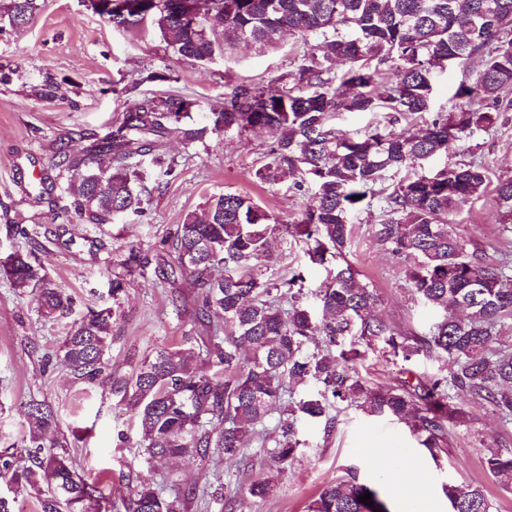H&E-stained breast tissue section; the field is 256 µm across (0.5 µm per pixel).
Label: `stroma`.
Segmentation results:
<instances>
[{
  "instance_id": "stroma-1",
  "label": "stroma",
  "mask_w": 512,
  "mask_h": 512,
  "mask_svg": "<svg viewBox=\"0 0 512 512\" xmlns=\"http://www.w3.org/2000/svg\"><path fill=\"white\" fill-rule=\"evenodd\" d=\"M39 5L29 24L0 39V254L26 249L27 238L13 232L14 226L26 227L39 243L38 259L47 279L65 289L74 305L67 316L44 317L32 293H18L0 274V448L20 445L27 404L35 399L53 406L61 432L79 433L71 450L74 466L100 489L110 512H125L131 489L140 483L166 495L174 481L202 492L197 512H306L309 502L349 467L358 468L360 480L377 491L389 512H401L398 494L378 479L367 458L369 448H400L416 459L426 512H448L442 487L457 480L482 485L494 512H512V487L503 486L483 466L486 449L512 448V421L455 390L448 393L453 414L446 424L447 453L439 459L419 446L405 422L370 418L341 403L332 431L320 422L297 423L299 451L278 475L265 449L255 443L241 463L188 456L146 462L138 425L120 415L111 380L129 373L145 355L200 334L190 288L158 276L157 264L169 256V238L177 224L211 196L225 192L249 195L277 223L293 224L310 204L312 191L296 188L287 178L274 184L255 178L273 140L258 129L210 133L189 145L174 135L163 138L155 152L174 162L175 177L151 167L141 210L102 226L58 211L53 199L60 189L42 200L25 189L37 174H52L57 147L84 152L140 100L179 99L201 125L236 85L273 89L286 82L306 47L302 39L290 36L274 49L238 47L201 65L166 52L159 36L112 28L83 0H39ZM479 68L476 60L465 68L449 67L434 86L430 111L401 120L396 131L413 133L438 114L453 112L459 83ZM47 79L56 86L50 100L40 95ZM455 163L483 165L492 182L512 176V108L499 113L490 130L449 144L447 153L422 165L388 175L377 189L388 194L400 181ZM494 197L489 188L480 199L463 205L455 227L469 250L491 264L504 253L512 254V231H503ZM381 216L376 203L353 213L347 259L360 281L376 290L383 317L425 333L439 313L409 288L405 262L374 239L372 230ZM250 265L274 280L303 270L310 304L326 275L324 268L309 265L303 244L285 234L272 238L269 257ZM118 276L124 289L115 296L111 282ZM91 304L112 312V377L88 384L72 377L57 351L70 325ZM449 368L447 360L435 356L421 355L407 364L377 348L366 349L357 363L362 380L372 387L404 380L414 384L445 375ZM267 477L273 480L270 493L251 497L249 485Z\"/></svg>"
}]
</instances>
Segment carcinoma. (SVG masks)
Returning a JSON list of instances; mask_svg holds the SVG:
<instances>
[{"instance_id": "obj_1", "label": "carcinoma", "mask_w": 512, "mask_h": 512, "mask_svg": "<svg viewBox=\"0 0 512 512\" xmlns=\"http://www.w3.org/2000/svg\"><path fill=\"white\" fill-rule=\"evenodd\" d=\"M203 2L204 13H223V28L204 18L191 24L180 0H143L112 11L106 20L124 30L149 26L174 54L201 65L243 42L275 47L286 34L298 36L310 49L291 85L236 86L203 126L185 121L189 113L181 101L141 100L93 154L56 152L54 166L72 173L62 208L107 224L141 209L143 157L157 138L174 132L192 144L210 132L257 128L276 138L255 177L274 184L288 176L298 188L308 184L312 204L298 223L279 225L270 223L271 216L251 197L227 192L177 225L173 258L161 275L195 288L201 325L210 326L213 314L223 325L194 344L156 350L113 380L120 414L139 423L146 459L216 457L237 463L254 440L263 448L272 444L268 454L286 465L299 445L296 423L323 419L329 426L338 402H355L368 417L407 421L433 456L447 443L448 390L464 391L502 417L512 416V336L502 335L505 320L512 319V276L507 261L483 262L453 231L461 206L485 192L486 169L446 165L384 197L374 238L408 263L407 281L422 303L443 311L427 334L405 332L380 317L377 295L346 259L350 215L376 195L375 186L388 173L427 161L448 151V143L494 124L504 97L512 93V0ZM37 10V0L0 3V32L27 24ZM474 55L482 66L472 81L459 84L456 111L418 133L390 128L401 117L430 111L440 74ZM337 61L350 67L338 73ZM333 112H385L390 118L383 128L346 137L328 125ZM495 196L501 223L512 224V176L498 178ZM280 230L305 241L311 263L326 270L314 309L302 303L301 274L277 283L248 268L251 259L268 252L269 238ZM217 268L224 269L219 278L212 276ZM0 271L19 291L37 290L44 316L71 311L73 298L40 276L34 252L0 257ZM111 345L110 313L91 310L70 326L59 353L76 378L90 383L112 375ZM376 345L406 362L420 354L445 356L451 368L427 383L369 388L355 365L364 355L360 347ZM310 379L320 390L295 399L291 385ZM274 411L279 421L271 433L264 423ZM70 438L57 430L50 405L31 401L23 436L31 465L20 467L17 451L0 450V480L34 490L40 512H104L102 497L73 466ZM484 467L511 484L512 450L488 449ZM444 489L449 512H493L479 485L462 481ZM367 492L371 505L361 502ZM194 497L195 489L176 486L168 499L143 483L133 489L126 510L178 512ZM308 512L389 510L349 469L319 493Z\"/></svg>"}]
</instances>
